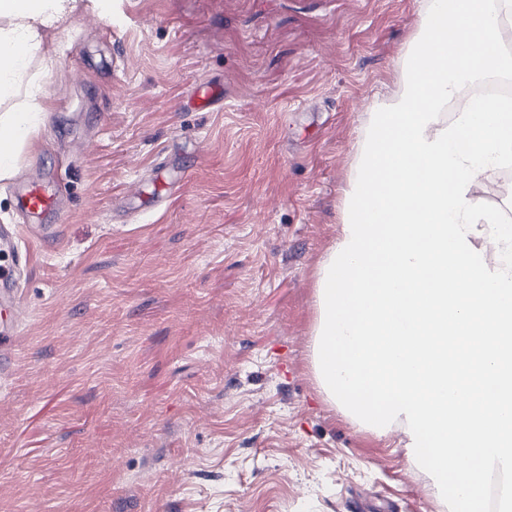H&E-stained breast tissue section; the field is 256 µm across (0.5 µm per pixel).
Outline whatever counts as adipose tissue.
I'll return each instance as SVG.
<instances>
[{"instance_id":"obj_1","label":"adipose tissue","mask_w":512,"mask_h":512,"mask_svg":"<svg viewBox=\"0 0 512 512\" xmlns=\"http://www.w3.org/2000/svg\"><path fill=\"white\" fill-rule=\"evenodd\" d=\"M78 9V0H0V103L14 104L0 113L1 179L12 174L20 146L45 110L44 85L26 74L35 63L50 69V44Z\"/></svg>"}]
</instances>
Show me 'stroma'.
Returning a JSON list of instances; mask_svg holds the SVG:
<instances>
[{
	"label": "stroma",
	"mask_w": 512,
	"mask_h": 512,
	"mask_svg": "<svg viewBox=\"0 0 512 512\" xmlns=\"http://www.w3.org/2000/svg\"><path fill=\"white\" fill-rule=\"evenodd\" d=\"M425 0H96L0 181L29 253L0 512H443L314 369L317 271ZM213 90L199 106V88ZM180 184L156 199L153 175ZM61 184L56 230L18 191Z\"/></svg>",
	"instance_id": "35a3bbf8"
}]
</instances>
